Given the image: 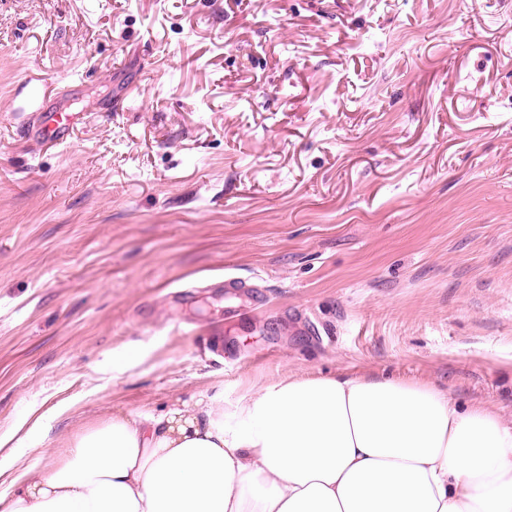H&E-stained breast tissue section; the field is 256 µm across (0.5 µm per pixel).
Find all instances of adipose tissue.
<instances>
[{
    "label": "adipose tissue",
    "mask_w": 512,
    "mask_h": 512,
    "mask_svg": "<svg viewBox=\"0 0 512 512\" xmlns=\"http://www.w3.org/2000/svg\"><path fill=\"white\" fill-rule=\"evenodd\" d=\"M0 512H512V419L427 382L285 372L83 425Z\"/></svg>",
    "instance_id": "obj_1"
}]
</instances>
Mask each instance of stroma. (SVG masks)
Wrapping results in <instances>:
<instances>
[{
    "label": "stroma",
    "mask_w": 512,
    "mask_h": 512,
    "mask_svg": "<svg viewBox=\"0 0 512 512\" xmlns=\"http://www.w3.org/2000/svg\"><path fill=\"white\" fill-rule=\"evenodd\" d=\"M341 369L512 414V0H0V468ZM75 114L72 112H39L32 127L43 147H58L70 138Z\"/></svg>",
    "instance_id": "obj_1"
}]
</instances>
